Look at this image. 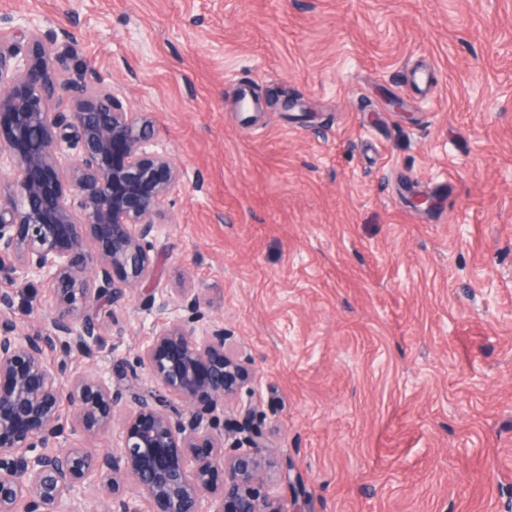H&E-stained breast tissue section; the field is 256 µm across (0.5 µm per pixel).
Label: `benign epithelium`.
Returning a JSON list of instances; mask_svg holds the SVG:
<instances>
[{"mask_svg":"<svg viewBox=\"0 0 512 512\" xmlns=\"http://www.w3.org/2000/svg\"><path fill=\"white\" fill-rule=\"evenodd\" d=\"M56 61L55 41L31 19L0 35V170L10 171L0 181V259L13 282L0 291V512H78L91 485L105 491V512H138L128 479L151 512H281L260 488L290 475L272 471L252 409L239 407L228 431L216 425L252 369L207 320L199 295L182 293L186 320L169 319V301L156 299L146 238L160 227L179 169L154 140L151 117L125 111L102 82L62 79ZM36 281L51 285L55 307L47 330L28 332L15 299ZM143 287L156 330L136 359L157 388L137 385L122 360L96 374L78 370L76 359L96 356L106 319ZM48 348L59 351L54 364ZM171 395L186 412L171 409ZM128 401L135 408L119 455L71 445L109 427Z\"/></svg>","mask_w":512,"mask_h":512,"instance_id":"benign-epithelium-1","label":"benign epithelium"}]
</instances>
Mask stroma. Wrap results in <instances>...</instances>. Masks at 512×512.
Wrapping results in <instances>:
<instances>
[{
  "label": "stroma",
  "instance_id": "obj_1",
  "mask_svg": "<svg viewBox=\"0 0 512 512\" xmlns=\"http://www.w3.org/2000/svg\"><path fill=\"white\" fill-rule=\"evenodd\" d=\"M24 15L179 167L157 280L252 368L220 423L252 408L283 512H512V0H0ZM141 301L84 370L135 366Z\"/></svg>",
  "mask_w": 512,
  "mask_h": 512
}]
</instances>
